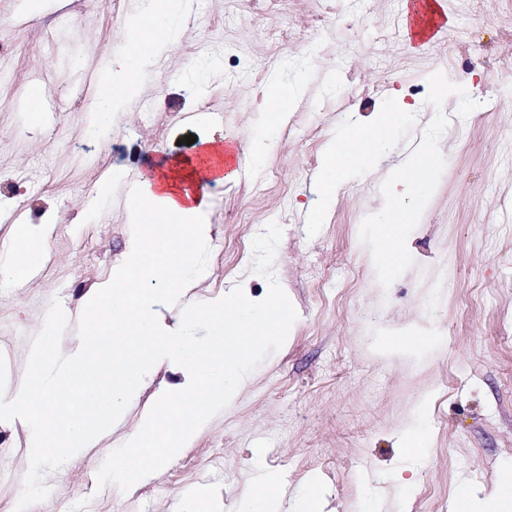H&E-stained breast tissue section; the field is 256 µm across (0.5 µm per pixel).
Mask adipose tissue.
Listing matches in <instances>:
<instances>
[{
    "mask_svg": "<svg viewBox=\"0 0 512 512\" xmlns=\"http://www.w3.org/2000/svg\"><path fill=\"white\" fill-rule=\"evenodd\" d=\"M182 0H148L133 17L112 56L92 106L93 125L106 130L118 109L129 106L141 87L139 76L177 36ZM410 117L401 109L383 111L367 127L352 126L328 144L316 183L311 213L325 223L340 185L355 166L372 162L393 130ZM444 159L435 145L422 143L389 179L382 206L373 214L378 226L377 259L386 268L405 260L403 239L416 217V205L433 187ZM193 173L164 170L141 181L129 199L128 220L139 225L107 283L86 296L85 327L68 354H61L59 327L43 329V345L32 358L24 381L0 392V420L31 427L28 470L39 479L45 470L69 461V449L87 446L94 431L107 426L139 391L146 370L159 361L178 364L187 374L183 387L160 399L130 441L112 461V473L128 487L177 456L191 442L207 409L240 383L242 363L258 348L288 330L291 314L279 299L257 306L235 293L221 302L190 305L196 319L211 325L204 344H188L182 320L171 319L174 305L197 282L198 258L209 239L211 205L207 194L192 190ZM37 236L20 225L16 247L0 256V277L19 281L41 258ZM74 411L57 420L61 403Z\"/></svg>",
    "mask_w": 512,
    "mask_h": 512,
    "instance_id": "1",
    "label": "adipose tissue"
}]
</instances>
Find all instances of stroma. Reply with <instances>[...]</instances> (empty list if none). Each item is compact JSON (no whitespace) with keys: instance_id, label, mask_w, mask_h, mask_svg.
Returning a JSON list of instances; mask_svg holds the SVG:
<instances>
[{"instance_id":"35a3bbf8","label":"stroma","mask_w":512,"mask_h":512,"mask_svg":"<svg viewBox=\"0 0 512 512\" xmlns=\"http://www.w3.org/2000/svg\"><path fill=\"white\" fill-rule=\"evenodd\" d=\"M22 2L0 0V244L34 224L46 246L25 294L0 290V337L40 333L59 304L82 308L136 234L127 183L196 156L190 134L246 157L255 134H268L262 167L207 189L210 241L193 302L239 286L293 315L189 447L129 488L105 478L127 423L185 381L168 362L148 371L125 412L72 450L68 470L44 474L62 512H246L245 491L269 475L278 512H298L310 479L324 512H448L460 485L512 487V164L497 150L512 137V0H444L447 26L420 45L405 33V0H185L182 36L105 132L90 130L88 108L62 112L57 99L103 76L142 0ZM49 33L57 51L43 46ZM436 83L462 103H442ZM273 84L299 91L270 131L263 91ZM397 105L408 123L369 167L347 173L327 222L312 227L325 145ZM426 141L446 163L406 229L404 264L387 271L368 216L386 175ZM44 158L50 178L29 186ZM111 174V197L95 202ZM448 266L453 285L442 289ZM412 324L432 333L417 353L377 351ZM411 430L424 436L422 455L406 450Z\"/></svg>"}]
</instances>
